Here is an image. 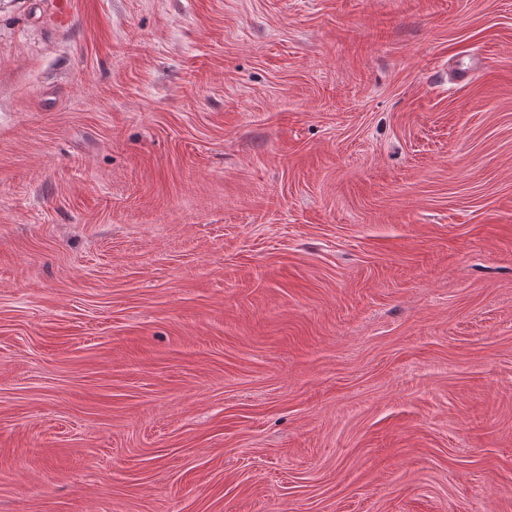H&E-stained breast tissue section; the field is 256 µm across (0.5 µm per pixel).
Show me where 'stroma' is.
<instances>
[{
	"mask_svg": "<svg viewBox=\"0 0 512 512\" xmlns=\"http://www.w3.org/2000/svg\"><path fill=\"white\" fill-rule=\"evenodd\" d=\"M0 512H512V0H0Z\"/></svg>",
	"mask_w": 512,
	"mask_h": 512,
	"instance_id": "stroma-1",
	"label": "stroma"
}]
</instances>
